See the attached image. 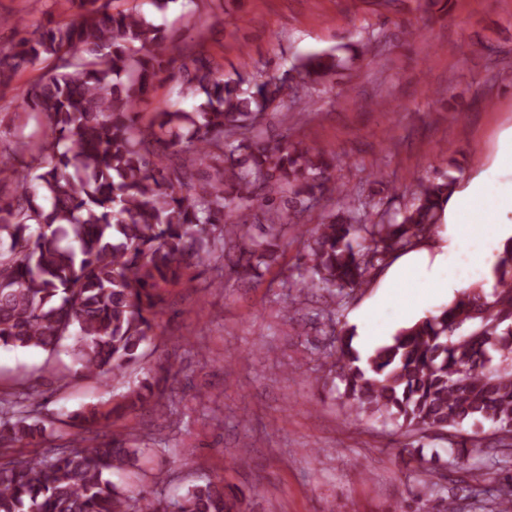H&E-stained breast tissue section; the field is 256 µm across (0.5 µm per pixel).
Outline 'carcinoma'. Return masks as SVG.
<instances>
[{"label": "carcinoma", "mask_w": 512, "mask_h": 512, "mask_svg": "<svg viewBox=\"0 0 512 512\" xmlns=\"http://www.w3.org/2000/svg\"><path fill=\"white\" fill-rule=\"evenodd\" d=\"M176 0H56L69 19L0 46V90L17 74L50 67L14 100L13 147L0 156V347L68 353L88 377L123 376L156 348L167 312L165 288L194 287L207 269L246 277L272 258L287 229L325 196L339 209L316 225L306 262L286 288L295 304L313 290L338 301L367 284L397 252L436 232L454 178L421 180L396 211L352 200L321 149L267 137V112L299 93L294 76L326 82L370 53L357 40L302 57L285 72L257 78L243 62L225 79L203 51L178 67L196 100L144 118L138 106L168 71L165 30L142 11ZM41 130L21 131L26 117ZM492 300L463 291L439 314L400 329L368 354L354 332L336 337L330 373L344 385L350 413L402 422L421 433L453 428L448 448L490 475L481 444L463 433L484 422L512 436V238L497 254ZM164 413L160 381L146 380L107 409L62 411L78 432L36 456L13 453L48 433L33 401L14 409L0 398V512H168L143 488L112 481L135 467L138 435L101 433L136 405ZM490 512L512 507V484L493 489ZM174 512H240L215 482L195 484Z\"/></svg>", "instance_id": "carcinoma-1"}]
</instances>
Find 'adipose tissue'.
<instances>
[{
  "mask_svg": "<svg viewBox=\"0 0 512 512\" xmlns=\"http://www.w3.org/2000/svg\"><path fill=\"white\" fill-rule=\"evenodd\" d=\"M512 132L502 135L493 163L455 190L443 207L442 224L452 233L435 239L431 247L415 249L401 259L383 282L377 305L360 315L359 333L382 336L392 327L413 324L418 311L434 298L459 288L455 274L460 251L479 258L487 239L512 238L502 221L512 215Z\"/></svg>",
  "mask_w": 512,
  "mask_h": 512,
  "instance_id": "1",
  "label": "adipose tissue"
}]
</instances>
